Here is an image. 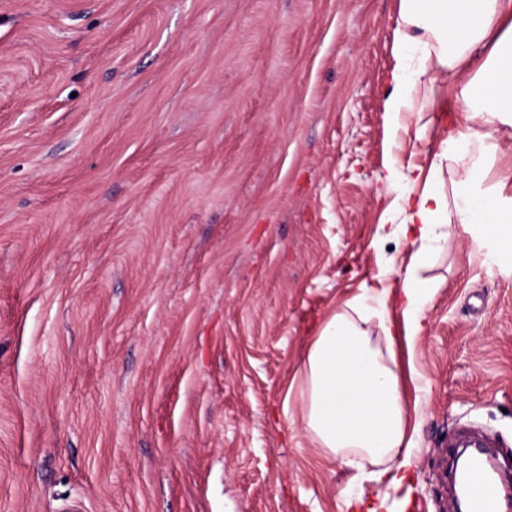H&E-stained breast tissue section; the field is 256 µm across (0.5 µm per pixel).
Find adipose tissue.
Returning a JSON list of instances; mask_svg holds the SVG:
<instances>
[{
  "mask_svg": "<svg viewBox=\"0 0 512 512\" xmlns=\"http://www.w3.org/2000/svg\"><path fill=\"white\" fill-rule=\"evenodd\" d=\"M394 66L386 110L429 112L443 74L472 126L449 125L429 167L388 164L380 197V239L401 238L416 251L398 288H367L312 337L297 387L300 414L324 455L354 469V480L402 487L416 466V439L395 358L390 309H400L407 341L426 330L435 282L423 277L427 252L444 248L448 227H474L512 253V196L489 184L497 135L512 128V0H400L392 33ZM452 161L451 187L443 164Z\"/></svg>",
  "mask_w": 512,
  "mask_h": 512,
  "instance_id": "obj_1",
  "label": "adipose tissue"
}]
</instances>
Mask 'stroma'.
I'll use <instances>...</instances> for the list:
<instances>
[{
	"label": "stroma",
	"mask_w": 512,
	"mask_h": 512,
	"mask_svg": "<svg viewBox=\"0 0 512 512\" xmlns=\"http://www.w3.org/2000/svg\"><path fill=\"white\" fill-rule=\"evenodd\" d=\"M399 0H0V512H340L353 472L288 405L319 324L395 287L389 160L464 113L384 104ZM426 138H418L420 122ZM413 346L411 491L512 462V257L458 224Z\"/></svg>",
	"instance_id": "1"
}]
</instances>
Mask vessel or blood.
<instances>
[{"mask_svg": "<svg viewBox=\"0 0 512 512\" xmlns=\"http://www.w3.org/2000/svg\"><path fill=\"white\" fill-rule=\"evenodd\" d=\"M468 512H512V498L507 490L512 487V469L494 463L484 454H473L458 476Z\"/></svg>", "mask_w": 512, "mask_h": 512, "instance_id": "b4317fda", "label": "vessel or blood"}]
</instances>
